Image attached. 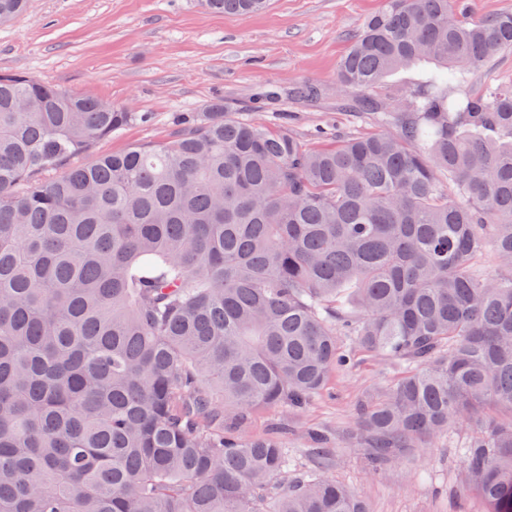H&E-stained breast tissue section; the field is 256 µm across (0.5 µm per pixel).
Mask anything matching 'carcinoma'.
Listing matches in <instances>:
<instances>
[{
    "mask_svg": "<svg viewBox=\"0 0 512 512\" xmlns=\"http://www.w3.org/2000/svg\"><path fill=\"white\" fill-rule=\"evenodd\" d=\"M467 8L384 0L336 84L391 130L321 147L214 102L77 165L136 113L0 74V512H370L323 465L278 482L288 429L243 434L351 366L339 336L403 368L355 408L373 468L469 421L460 482L512 512V89L468 87L512 14ZM431 67L432 65L421 64L410 69L397 71L373 88L370 91V96L384 102L396 100L402 95L404 87L418 82Z\"/></svg>",
    "mask_w": 512,
    "mask_h": 512,
    "instance_id": "carcinoma-1",
    "label": "carcinoma"
}]
</instances>
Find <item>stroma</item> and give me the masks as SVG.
Here are the masks:
<instances>
[{
    "mask_svg": "<svg viewBox=\"0 0 512 512\" xmlns=\"http://www.w3.org/2000/svg\"><path fill=\"white\" fill-rule=\"evenodd\" d=\"M382 0H270L257 15L205 10L200 0H29L25 13L0 23V73H18L116 106L134 105L137 120L101 142V154L172 136L180 119L222 100L236 117L254 107L275 128L296 132L310 147L352 133L385 130L381 116L355 112L336 86V67L364 19ZM306 83L318 98L300 97ZM274 99L258 102L259 92ZM355 365L333 373L324 390L298 411L260 409L243 432L263 436L287 424L289 452L305 468L309 432L328 433L331 476L367 500L371 512H483L482 502L459 485V462L449 460L447 440L421 449L409 468L372 470L347 433L355 406L367 393L388 387L401 373L381 356L339 339Z\"/></svg>",
    "mask_w": 512,
    "mask_h": 512,
    "instance_id": "1",
    "label": "stroma"
}]
</instances>
